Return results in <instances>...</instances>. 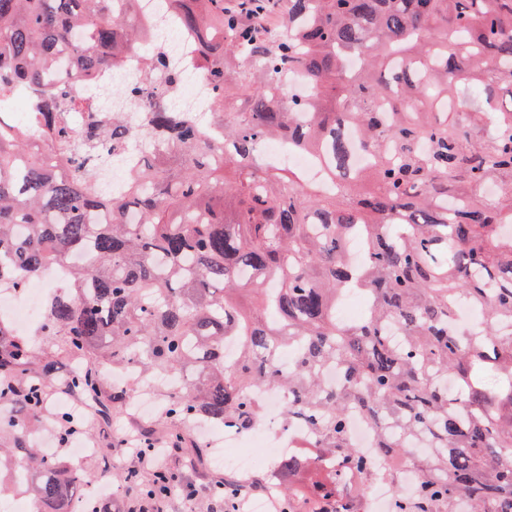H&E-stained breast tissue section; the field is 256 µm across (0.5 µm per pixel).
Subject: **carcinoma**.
<instances>
[{
    "label": "carcinoma",
    "instance_id": "1",
    "mask_svg": "<svg viewBox=\"0 0 512 512\" xmlns=\"http://www.w3.org/2000/svg\"><path fill=\"white\" fill-rule=\"evenodd\" d=\"M113 2L0 0V104L39 91L22 118L0 112V291L82 257L41 320L87 361L69 387L96 396L101 362L165 371L183 379L169 417L242 432L262 421L255 387L288 390L285 422L308 425L330 470L290 512H363L342 496L372 472L348 436L354 408L373 455L412 469L392 512H512V0H169L199 41L222 150L160 105L134 132L75 94L152 36L138 0ZM295 72L310 91L285 105L271 81ZM161 76L166 91L180 84L158 53L139 84L112 90L154 97ZM469 86V121L437 111ZM133 135L139 164L100 192L96 170ZM268 139L315 156L328 188L260 161ZM354 237L360 264L346 256ZM247 271L255 310L236 300ZM461 296L484 317L474 339L454 328ZM30 356L0 320V372ZM30 398L0 416L18 444L0 448V481L9 473L38 512H72L96 476L26 445ZM317 463L284 456L281 483Z\"/></svg>",
    "mask_w": 512,
    "mask_h": 512
}]
</instances>
